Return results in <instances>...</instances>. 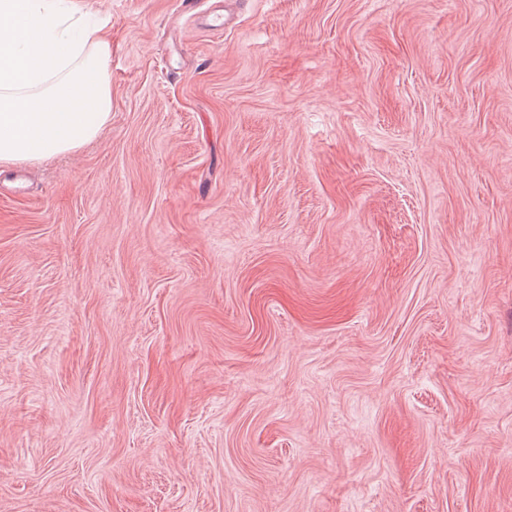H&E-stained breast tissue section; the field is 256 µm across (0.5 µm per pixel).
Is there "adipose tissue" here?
Masks as SVG:
<instances>
[{"label":"adipose tissue","instance_id":"1","mask_svg":"<svg viewBox=\"0 0 512 512\" xmlns=\"http://www.w3.org/2000/svg\"><path fill=\"white\" fill-rule=\"evenodd\" d=\"M112 40L75 0H0V167L78 151L111 117Z\"/></svg>","mask_w":512,"mask_h":512}]
</instances>
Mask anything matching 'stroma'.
Wrapping results in <instances>:
<instances>
[{
  "label": "stroma",
  "mask_w": 512,
  "mask_h": 512,
  "mask_svg": "<svg viewBox=\"0 0 512 512\" xmlns=\"http://www.w3.org/2000/svg\"><path fill=\"white\" fill-rule=\"evenodd\" d=\"M112 115L0 173V512H512V0H79Z\"/></svg>",
  "instance_id": "obj_1"
}]
</instances>
